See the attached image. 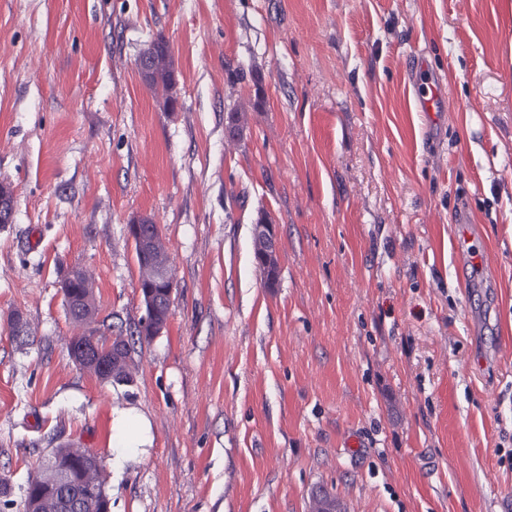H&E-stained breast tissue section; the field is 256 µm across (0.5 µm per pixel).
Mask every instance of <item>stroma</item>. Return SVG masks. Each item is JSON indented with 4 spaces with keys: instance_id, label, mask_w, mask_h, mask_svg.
<instances>
[{
    "instance_id": "1",
    "label": "stroma",
    "mask_w": 512,
    "mask_h": 512,
    "mask_svg": "<svg viewBox=\"0 0 512 512\" xmlns=\"http://www.w3.org/2000/svg\"><path fill=\"white\" fill-rule=\"evenodd\" d=\"M160 34L172 112L136 66ZM413 49L446 87L434 125ZM0 183V512L66 443L112 512H309L320 488L347 512H512V0H0ZM140 216L176 288L111 385L69 355L60 281L89 271L135 330ZM462 247L491 262L466 286ZM125 409L152 442L116 465ZM405 64L415 112H443V81L430 70L425 57L411 50L406 55Z\"/></svg>"
}]
</instances>
